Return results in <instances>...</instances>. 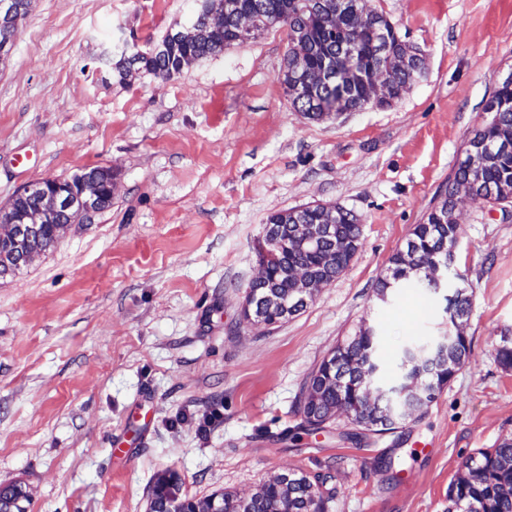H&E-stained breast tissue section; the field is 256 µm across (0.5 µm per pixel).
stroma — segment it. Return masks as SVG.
<instances>
[{
  "label": "stroma",
  "instance_id": "obj_1",
  "mask_svg": "<svg viewBox=\"0 0 512 512\" xmlns=\"http://www.w3.org/2000/svg\"><path fill=\"white\" fill-rule=\"evenodd\" d=\"M374 5L423 51L421 76L392 106L315 122L278 81L284 27L120 83L104 65L116 43L157 44L194 0H33L0 63V209L33 180L96 166L115 180L109 210L0 276V484L24 483L30 512H146L168 467L196 497L246 498L288 469L333 475L329 512H448L466 458L512 438V369L496 359L512 215L459 197L447 289L374 292L512 70V0ZM325 203L362 220L347 269L287 321L244 323L267 217ZM460 285L470 357L428 408L358 444L341 417L301 431V388L338 341L375 328L391 386L404 346L447 333ZM471 297L466 288H457L453 295L447 298L450 319L463 320L468 316L472 304Z\"/></svg>",
  "mask_w": 512,
  "mask_h": 512
}]
</instances>
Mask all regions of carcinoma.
I'll return each mask as SVG.
<instances>
[{
	"instance_id": "obj_1",
	"label": "carcinoma",
	"mask_w": 512,
	"mask_h": 512,
	"mask_svg": "<svg viewBox=\"0 0 512 512\" xmlns=\"http://www.w3.org/2000/svg\"><path fill=\"white\" fill-rule=\"evenodd\" d=\"M31 2L13 0L14 20L7 23L0 19V40L12 41L17 28L15 19L27 16ZM206 2L207 12L197 15L188 27L168 32L146 51L123 50L117 59L109 60L112 78L123 82L134 66L166 78L181 71L189 61L220 54L224 48L253 39L278 24L288 27V54L278 80L297 111L320 121L363 109L367 94L373 92L372 78L380 73L391 76L392 91L382 92L375 103L380 107L391 105L423 68L422 51L401 40L392 22L375 9L373 0ZM215 7L224 13L222 27H213L207 21V13ZM241 12H250L256 18L255 29L245 35L237 29ZM358 13L372 17L374 35L352 30L351 19ZM483 111L489 118L467 140L464 158L448 177L440 202L422 223L414 226L405 249L391 259L390 275L378 280L377 299H384L409 272H434L438 266L448 264V250L455 248L457 241L455 206L460 189H468L473 199L490 207L495 202L512 201V83H500L485 101ZM87 178L101 187L95 211L102 213L112 206L108 192L112 170L97 166L64 182L77 189ZM19 216L27 217L32 228L28 236L17 240L7 234L6 224ZM54 220L82 223L86 217L56 213L48 197L29 193L16 194L8 207L0 209V232L6 234L0 240L1 275L19 268L27 249L45 250L53 245ZM284 224H334L336 239L344 243V248L334 244L336 239L326 238L315 249L294 247L278 261L269 263L264 281L252 287L268 286L281 300L296 298L293 272L333 281L362 245L360 219L353 211L336 203L306 205L267 218L256 247L257 258H263V245L280 233ZM471 304L467 289H456L448 298L450 317L464 319ZM377 351V334L370 327L336 344L309 375L298 402L299 414L316 418L342 415L349 423L375 435L395 432V428L383 423L382 406L366 392L368 379L374 371L381 370ZM469 356L470 342L464 335L436 360L427 348L406 347L402 357L407 365L400 387L411 392L426 384L437 394ZM180 487L177 472L165 470L156 475L149 491L156 512H166L172 506ZM332 499L333 489L321 491L316 480L303 472L294 473L286 483L277 478L268 480L249 499L230 491L218 497L224 503V512H328ZM448 512H512V439H504L493 448H478L465 460L462 472L448 485Z\"/></svg>"
}]
</instances>
